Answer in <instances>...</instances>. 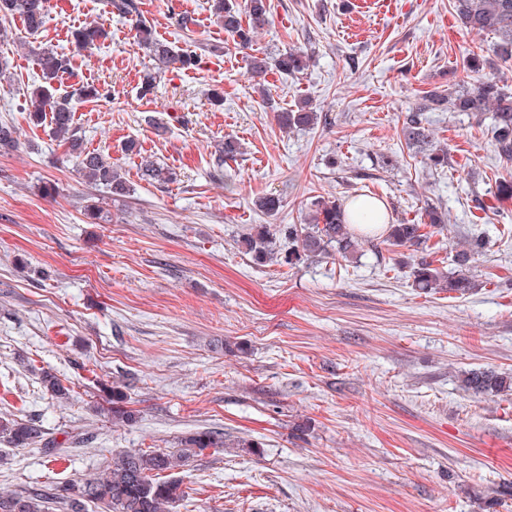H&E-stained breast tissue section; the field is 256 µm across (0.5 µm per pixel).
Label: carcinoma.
<instances>
[{"label": "carcinoma", "mask_w": 512, "mask_h": 512, "mask_svg": "<svg viewBox=\"0 0 512 512\" xmlns=\"http://www.w3.org/2000/svg\"><path fill=\"white\" fill-rule=\"evenodd\" d=\"M213 15L230 34L238 46H246L252 40L254 30L267 22V0H244L238 6L234 0H211ZM454 8L464 27L470 31L491 35L495 41L491 53L504 64L512 62V0H454ZM47 11V0H0V15L19 17L30 35L40 32ZM248 20H243V17ZM139 42L149 50L160 64L175 65L189 70L200 65L202 54L191 43L179 48L154 36L152 27L140 22L137 28ZM106 35L103 25H88L71 32L75 49L80 51ZM308 53L302 48L290 49L277 57H254L251 69L261 76L269 70L282 75H295L306 67ZM38 65L44 84L30 95L32 111L29 115L41 124L50 119L53 135L68 143L76 153L78 170L88 182L108 189L116 196L130 192L126 180L101 154L82 148L76 134L72 98L84 99L100 96L97 88L87 85L74 89L71 94H59L56 81L72 67L71 59L49 48L37 52ZM442 108L450 112H466L474 117L491 113L490 133L499 157L512 162V93L500 84L498 77L482 73L479 56L470 57L463 68V76L451 91L428 92L422 97L419 111L406 118L404 133L409 144L426 152L429 166L440 169L448 166V151L432 145L429 129L425 127L421 113ZM318 121V114L308 106L278 114L279 124L288 129L309 127ZM17 144L15 128L7 122L0 123V149L7 151ZM141 176L150 181L165 182L170 173L144 159L140 164ZM426 221L386 225L383 242L390 246L411 248L417 252L433 234L447 226L448 217L433 207L426 210ZM288 242L295 249L288 252V263L302 257L326 258L334 254L347 259L358 252L359 239L351 231L347 210L343 202L318 200L313 204L308 222L285 227ZM238 244L257 260L273 254L275 233L267 225H257L238 239ZM485 247L483 233H472L468 246L457 251L454 272H440L432 262L422 257L412 266L411 287L423 292L448 290L462 291L471 282L464 271L473 255ZM43 392L53 399H64L67 389L53 372L40 374ZM464 390L478 395L495 397L512 391V376L493 371L471 370L462 373ZM130 385L115 381L107 388L104 402L112 423L127 424L135 421L133 411L126 409L127 389ZM0 437L15 448H35L42 444L44 430L41 421L0 418ZM224 445L222 432L210 428L197 429L180 439L176 452L156 450H128L112 457V466L100 475L82 482L57 484L42 491L0 492V512H174L177 503L187 492L182 481L170 478L167 473L186 465L188 460L208 448Z\"/></svg>", "instance_id": "cac0c4a2"}]
</instances>
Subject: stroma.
<instances>
[{
	"label": "stroma",
	"instance_id": "1",
	"mask_svg": "<svg viewBox=\"0 0 512 512\" xmlns=\"http://www.w3.org/2000/svg\"><path fill=\"white\" fill-rule=\"evenodd\" d=\"M137 3L134 18L109 0H49L36 39L73 59L61 91L106 88L75 101L74 122L126 179L124 197L86 181L68 144L29 123L41 71L17 47L21 20H0V70L11 76L0 120L18 140L0 153V417L41 415L56 443L47 453L0 441V491L85 479L118 451L174 452L187 431L217 428L225 447L173 472L189 494L177 512H512V395L478 397L459 382L472 369L512 375V203L495 198L512 162L487 121L463 112L427 115L448 150L442 173L404 136L424 93L447 89L470 54L512 91V66L488 55L492 37L464 30L449 0H396L391 18L361 0H270L272 24L239 48L208 0ZM139 19L160 40L206 47L201 66L159 69L137 43ZM94 22L108 38L75 51L71 30ZM294 46L311 56L297 78L250 72V56ZM147 72L157 80L143 97ZM304 98L318 123L281 129L277 112ZM228 136L242 153L222 165ZM130 140L140 154L125 151ZM145 156L171 181L142 179ZM46 181L55 194L40 193ZM360 194L394 223L447 210L427 243L446 271L483 232L473 289L416 290L409 261L383 244L293 265L254 261L237 244L257 224L306 223L315 200ZM264 195L280 198L277 212L255 208ZM93 202L105 221L89 223ZM44 369L68 398L43 395ZM124 375L137 421L115 425L101 387ZM70 433L87 444H66ZM240 437L255 447H233Z\"/></svg>",
	"mask_w": 512,
	"mask_h": 512
}]
</instances>
